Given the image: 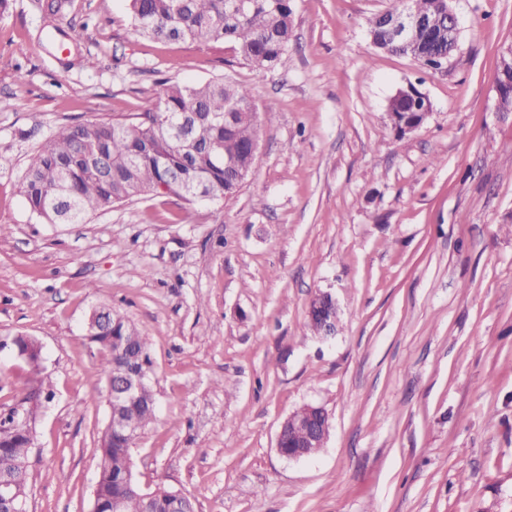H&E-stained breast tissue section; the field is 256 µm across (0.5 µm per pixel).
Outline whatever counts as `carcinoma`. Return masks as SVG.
Wrapping results in <instances>:
<instances>
[{"mask_svg": "<svg viewBox=\"0 0 512 512\" xmlns=\"http://www.w3.org/2000/svg\"><path fill=\"white\" fill-rule=\"evenodd\" d=\"M233 0H130L138 31L165 41H224L258 69L286 59L291 42L294 11L291 0H252L250 9L230 17ZM429 32L418 43L396 48L379 15L368 21V32L380 50L409 55L432 69L440 56L457 45L448 43V13L444 0H413ZM254 111L252 90L230 80L198 85L167 86L154 110L133 121L99 119L58 128L32 156L22 193L32 215L47 224H83L92 215L116 204L133 201L150 192L176 196L187 203L198 201L192 189H205L209 200L220 202L239 189L237 174L252 170L251 147L257 140L256 116L224 124L226 112ZM393 126L419 119L413 103L389 101ZM189 112L198 113L190 138L176 140L172 126ZM104 320L88 332L107 353L102 366L106 380L122 381L152 372L150 344L125 316L102 309ZM18 339L27 350L33 371L40 366V346L29 336ZM126 426L140 431L155 419L156 398L145 384L136 402L121 403ZM31 437L27 422L0 415V472L10 474L17 486L30 487L29 472L17 461L28 456ZM132 444L114 431H103L99 447L98 512H111L115 500L122 512H171V490L158 486L142 497L130 487L127 474Z\"/></svg>", "mask_w": 512, "mask_h": 512, "instance_id": "carcinoma-1", "label": "carcinoma"}]
</instances>
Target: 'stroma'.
<instances>
[{
    "instance_id": "1",
    "label": "stroma",
    "mask_w": 512,
    "mask_h": 512,
    "mask_svg": "<svg viewBox=\"0 0 512 512\" xmlns=\"http://www.w3.org/2000/svg\"><path fill=\"white\" fill-rule=\"evenodd\" d=\"M282 65L231 44L134 30L128 0H35L0 12V337L42 346L40 375L0 352V411L37 379L27 512H91L109 420L90 313L150 340L154 422L133 447L144 490L196 512H512V113L495 73L512 0H452L445 69L376 49L389 0H292ZM31 50L20 54L17 46ZM251 88L254 167L220 204L148 195L84 224H45L21 194L63 124L130 118L171 84ZM412 85L423 125L397 136L387 105ZM319 291L341 328L303 327ZM326 409L312 457L276 448L282 421Z\"/></svg>"
}]
</instances>
